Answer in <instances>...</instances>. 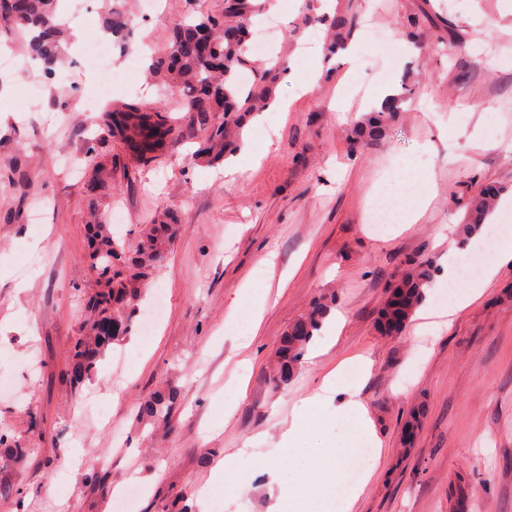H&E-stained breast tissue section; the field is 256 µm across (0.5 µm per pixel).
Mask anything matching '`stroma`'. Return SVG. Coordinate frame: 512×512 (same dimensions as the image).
Listing matches in <instances>:
<instances>
[{
    "instance_id": "35a3bbf8",
    "label": "stroma",
    "mask_w": 512,
    "mask_h": 512,
    "mask_svg": "<svg viewBox=\"0 0 512 512\" xmlns=\"http://www.w3.org/2000/svg\"><path fill=\"white\" fill-rule=\"evenodd\" d=\"M91 2L83 36L102 34L114 12L123 23L122 37L106 40L116 75L142 43L167 45L192 10L166 0L163 16L146 18L141 0ZM336 4L358 21L352 40L362 49L350 61L323 56L320 0H287L275 15L272 48L294 73L278 88L288 110L246 123L254 159L232 183L222 165L196 157L202 133L188 127L159 162H133L101 128V111L87 109L99 92L93 65L58 71L35 101L22 87L41 71L0 75V165L12 171L0 183V432L30 451L17 462L0 448V482L19 490L0 498V512H286L267 473L288 465L286 422L356 355L371 363L361 397L375 434L372 479L354 512H458L451 492L460 484L468 512H512V266L452 325L430 317L392 335L377 326L409 261L429 265L435 300L447 299L440 276L475 242L464 230L475 193L495 184L512 196V0ZM370 26L384 39L367 49ZM317 61L315 91L300 94ZM387 83L402 99L395 123L384 140L351 150L366 94ZM342 97L344 115L335 110ZM160 101L184 117L178 98H165L142 70L115 83L101 110ZM89 149L112 167L111 197L88 190ZM421 194L430 202L415 223H373L380 200L396 209ZM116 207L125 221L112 230L127 249L156 212L169 211L178 234L129 334L77 384L72 345L94 287L87 227L108 222ZM158 293L163 318L142 330ZM320 297L334 298L343 328L314 336L322 355L301 359L288 383L275 385L282 337ZM163 385L178 392L166 426L137 413ZM416 405L424 415L405 451L402 427ZM227 457L230 489L210 480ZM130 484L139 494L120 501Z\"/></svg>"
}]
</instances>
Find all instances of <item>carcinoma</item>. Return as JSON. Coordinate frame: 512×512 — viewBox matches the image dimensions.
I'll return each instance as SVG.
<instances>
[{
	"instance_id": "1",
	"label": "carcinoma",
	"mask_w": 512,
	"mask_h": 512,
	"mask_svg": "<svg viewBox=\"0 0 512 512\" xmlns=\"http://www.w3.org/2000/svg\"><path fill=\"white\" fill-rule=\"evenodd\" d=\"M57 4L58 0H0V20L10 25L11 33L23 38L26 57L39 61L48 79L55 76L64 56L61 42L65 31L57 21ZM258 10L253 0H224L219 13L198 8L192 19L180 22L174 29L167 49L150 56V68L161 77L163 91L181 95L190 123L204 133L201 155L214 162L236 151L243 118L269 104L281 80L282 64L268 67L249 56L251 18ZM355 25L354 16L348 12L336 14L330 24L333 39L327 44L329 53H336ZM397 112L398 99L389 98L380 109L366 113L353 126L352 144L359 147L384 139ZM104 125L122 141L131 158L143 166L161 159L178 137L176 120L156 105L117 106L105 113ZM89 182L92 191L105 194L112 190V173L95 162L90 165ZM498 195L499 190L492 186L476 194L466 224L469 234L480 231ZM175 233L171 217L159 213L143 225L139 247L130 254L114 239L107 225L90 227L89 258L98 270V290L87 304L90 323L86 334L74 346L75 378L89 375L107 347L126 336L131 314ZM428 283L425 265H413L390 291L403 298L407 313L403 320L393 321L391 309L395 302L386 300L380 331L400 332L424 300ZM329 313L330 305L319 301L289 328L278 350L275 383H285L293 375L306 345ZM176 401L177 392L171 388L156 392L140 403L139 413L165 420Z\"/></svg>"
}]
</instances>
